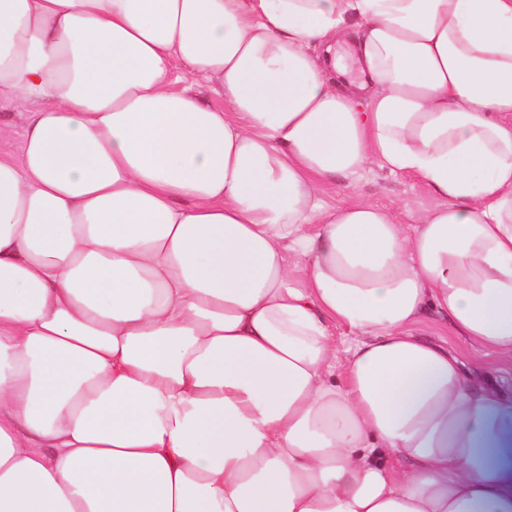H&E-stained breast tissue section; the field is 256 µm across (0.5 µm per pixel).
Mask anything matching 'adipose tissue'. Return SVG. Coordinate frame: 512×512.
I'll use <instances>...</instances> for the list:
<instances>
[{
  "label": "adipose tissue",
  "mask_w": 512,
  "mask_h": 512,
  "mask_svg": "<svg viewBox=\"0 0 512 512\" xmlns=\"http://www.w3.org/2000/svg\"><path fill=\"white\" fill-rule=\"evenodd\" d=\"M1 103L0 512H512V0H0ZM20 111L14 109L11 106L1 105L0 108V120L1 123L7 124L12 128V135L7 139H1L0 141V156L7 157L15 155L20 148V134L24 124V116L20 114ZM322 196L331 206L360 201L392 207L401 200H408L415 213L434 203L422 182L405 175L392 174L375 162L368 163L356 175H337L336 179L322 186ZM415 332L421 339L448 347L461 357L467 367H475L483 358L482 351L459 336H454L447 319L433 311L424 314Z\"/></svg>",
  "instance_id": "1"
}]
</instances>
